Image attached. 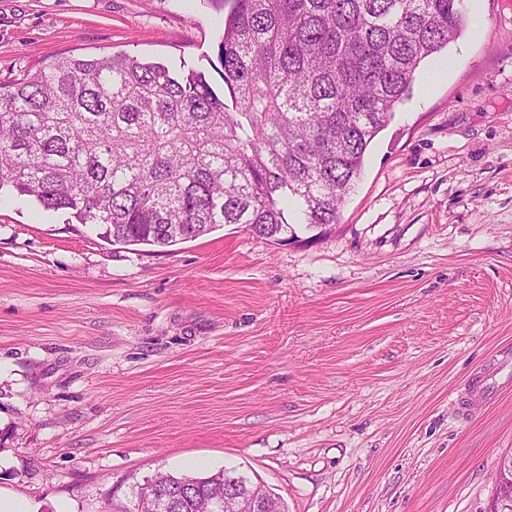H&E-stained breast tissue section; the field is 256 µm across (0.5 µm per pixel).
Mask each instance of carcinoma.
<instances>
[{"label": "carcinoma", "instance_id": "cac0c4a2", "mask_svg": "<svg viewBox=\"0 0 512 512\" xmlns=\"http://www.w3.org/2000/svg\"><path fill=\"white\" fill-rule=\"evenodd\" d=\"M211 69L60 57L0 86V192L171 246L221 225L279 240L334 224L421 63L468 26L460 0H208Z\"/></svg>", "mask_w": 512, "mask_h": 512}]
</instances>
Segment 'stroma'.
I'll use <instances>...</instances> for the list:
<instances>
[{
  "label": "stroma",
  "instance_id": "stroma-1",
  "mask_svg": "<svg viewBox=\"0 0 512 512\" xmlns=\"http://www.w3.org/2000/svg\"><path fill=\"white\" fill-rule=\"evenodd\" d=\"M427 59L336 224L115 244L0 197V487L130 512L158 473L236 470L286 512H486L512 451V0ZM206 0H0V83L63 56L206 67ZM198 466H191V459Z\"/></svg>",
  "mask_w": 512,
  "mask_h": 512
}]
</instances>
